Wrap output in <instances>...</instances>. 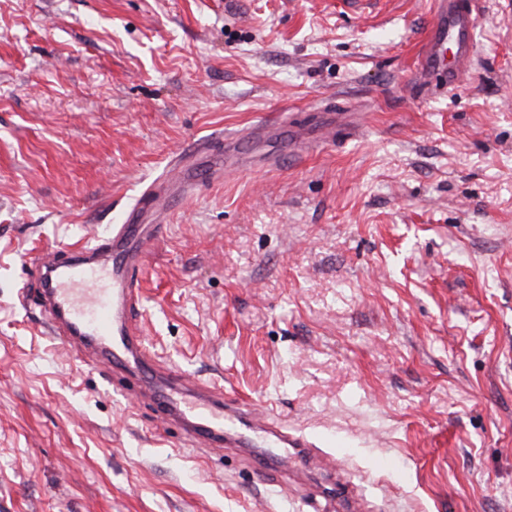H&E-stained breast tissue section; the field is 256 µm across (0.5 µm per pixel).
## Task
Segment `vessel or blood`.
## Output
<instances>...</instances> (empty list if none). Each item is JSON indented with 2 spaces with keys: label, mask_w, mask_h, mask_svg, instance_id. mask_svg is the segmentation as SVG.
Instances as JSON below:
<instances>
[{
  "label": "vessel or blood",
  "mask_w": 512,
  "mask_h": 512,
  "mask_svg": "<svg viewBox=\"0 0 512 512\" xmlns=\"http://www.w3.org/2000/svg\"><path fill=\"white\" fill-rule=\"evenodd\" d=\"M475 25L466 0H436L421 70L434 72L446 46H454L448 83L456 85L460 71L471 61ZM172 170L164 187L150 189L146 205L128 209L123 223L113 225L106 235L65 254L53 248L42 252L39 306L49 335L117 372L119 388L148 391L162 419L178 427L185 442L210 448L251 447L248 432L240 428L246 419L251 430L265 434L269 446L288 449L290 458L328 461L317 438L275 424L271 413L248 414L238 399L223 395L217 385L181 382L158 365L146 345L136 316L149 248L166 235L171 207L193 182V170L182 158L173 160Z\"/></svg>",
  "instance_id": "b4317fda"
}]
</instances>
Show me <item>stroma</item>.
<instances>
[{
  "instance_id": "35a3bbf8",
  "label": "stroma",
  "mask_w": 512,
  "mask_h": 512,
  "mask_svg": "<svg viewBox=\"0 0 512 512\" xmlns=\"http://www.w3.org/2000/svg\"><path fill=\"white\" fill-rule=\"evenodd\" d=\"M478 2L451 89L415 68L434 0H0V512H335L183 447L16 295L175 154L276 121L151 246L150 349L329 438L373 512H512V0Z\"/></svg>"
}]
</instances>
